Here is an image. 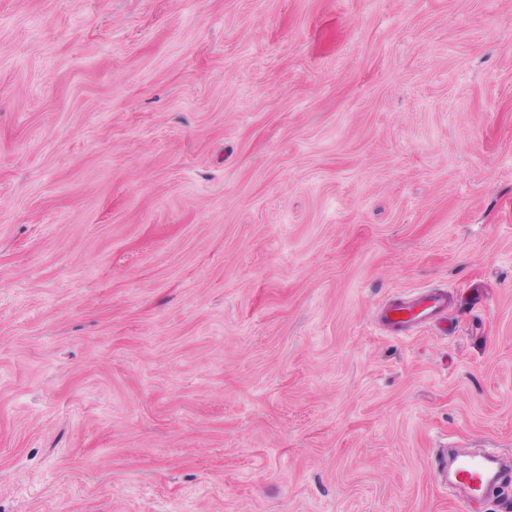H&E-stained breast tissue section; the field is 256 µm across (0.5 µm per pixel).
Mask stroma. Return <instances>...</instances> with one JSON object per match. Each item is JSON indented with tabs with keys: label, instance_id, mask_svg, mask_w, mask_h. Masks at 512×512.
Wrapping results in <instances>:
<instances>
[{
	"label": "stroma",
	"instance_id": "1",
	"mask_svg": "<svg viewBox=\"0 0 512 512\" xmlns=\"http://www.w3.org/2000/svg\"><path fill=\"white\" fill-rule=\"evenodd\" d=\"M448 443L512 458V0H0V512H512ZM450 304L444 290H430L411 294L395 303L382 305L377 314L381 324L398 334L409 333L429 324L448 323ZM445 481L457 482L467 492L468 501H479L512 483L511 469L497 468L495 457L471 454L458 459L452 471H445Z\"/></svg>",
	"mask_w": 512,
	"mask_h": 512
}]
</instances>
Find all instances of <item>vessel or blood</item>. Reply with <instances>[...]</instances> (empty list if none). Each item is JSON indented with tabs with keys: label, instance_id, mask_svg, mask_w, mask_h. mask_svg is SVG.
Masks as SVG:
<instances>
[{
	"label": "vessel or blood",
	"instance_id": "obj_1",
	"mask_svg": "<svg viewBox=\"0 0 512 512\" xmlns=\"http://www.w3.org/2000/svg\"><path fill=\"white\" fill-rule=\"evenodd\" d=\"M450 304L443 290L409 295L395 303L380 306L378 319L388 330L405 334L429 325H446ZM446 481L460 484L471 501H479L512 484V471L497 467L489 454H471L458 459L453 470L445 472Z\"/></svg>",
	"mask_w": 512,
	"mask_h": 512
}]
</instances>
